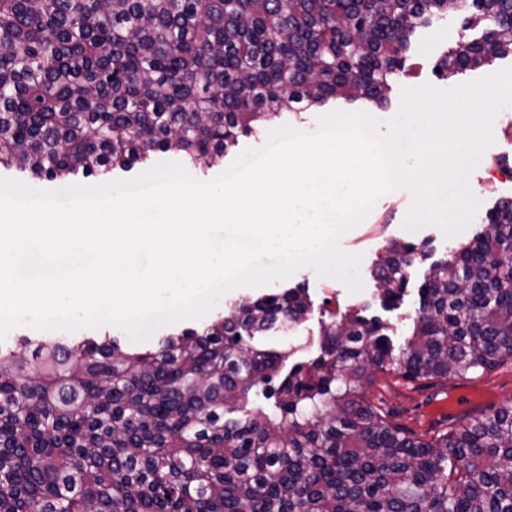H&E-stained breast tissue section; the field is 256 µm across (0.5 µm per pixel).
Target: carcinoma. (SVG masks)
Listing matches in <instances>:
<instances>
[{"label": "carcinoma", "instance_id": "obj_1", "mask_svg": "<svg viewBox=\"0 0 512 512\" xmlns=\"http://www.w3.org/2000/svg\"><path fill=\"white\" fill-rule=\"evenodd\" d=\"M448 13L477 36L438 76L512 57V0H0V168L63 180L157 152L208 168L302 106L384 104L417 29ZM426 257L388 243L370 270L383 304ZM311 307L287 288L153 351L0 348V512H512V404L424 440L367 398L377 373L512 362V199L430 265L404 346L328 307L308 362L244 342Z\"/></svg>", "mask_w": 512, "mask_h": 512}]
</instances>
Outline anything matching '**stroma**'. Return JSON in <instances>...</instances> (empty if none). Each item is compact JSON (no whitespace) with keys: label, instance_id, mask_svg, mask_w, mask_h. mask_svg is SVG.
<instances>
[{"label":"stroma","instance_id":"stroma-1","mask_svg":"<svg viewBox=\"0 0 512 512\" xmlns=\"http://www.w3.org/2000/svg\"><path fill=\"white\" fill-rule=\"evenodd\" d=\"M472 36V31L464 28L462 16L454 14L433 18L428 25L417 31L414 51L422 70L416 77L397 79L389 93L388 106L373 110L372 115L379 122L380 132H387L389 121L398 113L402 88L428 83L439 89H449L512 67V58L508 57L496 60L491 66L454 77H438L434 65L439 57ZM511 120L512 106L503 108L496 115L493 123L494 143L485 151L483 159L469 177V185L485 209L490 208L496 200L512 198V179H493L487 172L490 158L506 154L512 156V138L505 132ZM411 201L409 189H394L377 199L360 224L339 237L338 246L341 250L362 257L359 266L363 282L361 292L349 293L342 282L319 276L313 268L304 267L283 282L276 281L262 287L241 286L222 294L206 318L195 320V327H204L207 320L227 315L239 301L255 299L277 292L285 286L301 284L307 289L313 303L310 313L294 331L275 333L263 339L264 344L290 351L291 363L306 362L317 355L323 303L328 299L333 300L340 310L361 307L366 316L380 318L386 324L387 333L394 345L403 346L413 330V321L419 307L418 288L430 262L447 258L450 250L471 239L481 224L480 219H473L463 232L451 238L446 237L440 228L431 225L411 231L403 225ZM393 239L426 246L430 260L413 267L411 281L401 303L386 308L380 302L379 291L368 269L384 251L388 241ZM367 396L394 424L428 439L450 421L465 423L492 414L500 406L511 403L512 363H505L485 374L455 379L408 381L390 374H381L369 388Z\"/></svg>","mask_w":512,"mask_h":512}]
</instances>
